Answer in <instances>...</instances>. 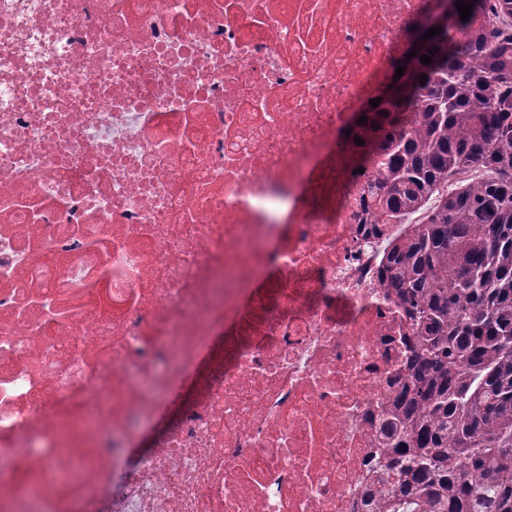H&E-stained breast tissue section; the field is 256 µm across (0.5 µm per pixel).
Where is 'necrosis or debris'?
<instances>
[{"instance_id": "necrosis-or-debris-1", "label": "necrosis or debris", "mask_w": 512, "mask_h": 512, "mask_svg": "<svg viewBox=\"0 0 512 512\" xmlns=\"http://www.w3.org/2000/svg\"><path fill=\"white\" fill-rule=\"evenodd\" d=\"M425 2L0 0V512H366L416 337L356 119Z\"/></svg>"}]
</instances>
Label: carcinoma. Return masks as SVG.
Segmentation results:
<instances>
[{
    "label": "carcinoma",
    "mask_w": 512,
    "mask_h": 512,
    "mask_svg": "<svg viewBox=\"0 0 512 512\" xmlns=\"http://www.w3.org/2000/svg\"><path fill=\"white\" fill-rule=\"evenodd\" d=\"M465 2L468 20L455 8L427 40L426 7L366 128L373 208L392 224L426 213L387 253L385 287L418 342L384 410L367 512H512V26L487 32L473 24L483 0Z\"/></svg>",
    "instance_id": "obj_1"
}]
</instances>
